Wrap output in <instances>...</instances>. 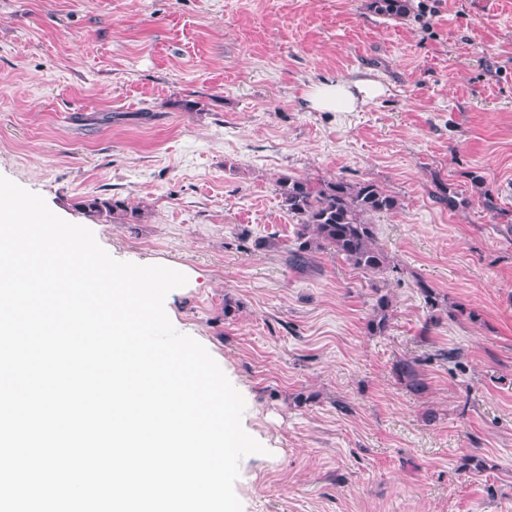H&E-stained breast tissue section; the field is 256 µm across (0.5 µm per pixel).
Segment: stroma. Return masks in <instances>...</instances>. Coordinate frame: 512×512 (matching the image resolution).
<instances>
[{
	"label": "stroma",
	"mask_w": 512,
	"mask_h": 512,
	"mask_svg": "<svg viewBox=\"0 0 512 512\" xmlns=\"http://www.w3.org/2000/svg\"><path fill=\"white\" fill-rule=\"evenodd\" d=\"M403 2L0 0V176L114 259L187 276L167 316L240 386L265 448L241 461L243 512H512V0ZM359 70L384 95L306 106ZM284 173L394 195L371 218L392 270L329 249L295 269ZM441 182L468 207L436 200ZM88 196L142 217L85 215ZM380 292L393 317L373 335ZM440 348L463 369L425 365L418 392L396 378ZM468 454L488 470L459 471Z\"/></svg>",
	"instance_id": "obj_1"
}]
</instances>
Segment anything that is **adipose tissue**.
I'll return each mask as SVG.
<instances>
[{
    "label": "adipose tissue",
    "mask_w": 512,
    "mask_h": 512,
    "mask_svg": "<svg viewBox=\"0 0 512 512\" xmlns=\"http://www.w3.org/2000/svg\"><path fill=\"white\" fill-rule=\"evenodd\" d=\"M384 92L379 80L359 71L335 82L308 87L304 100L311 110L318 112H356Z\"/></svg>",
    "instance_id": "adipose-tissue-1"
}]
</instances>
